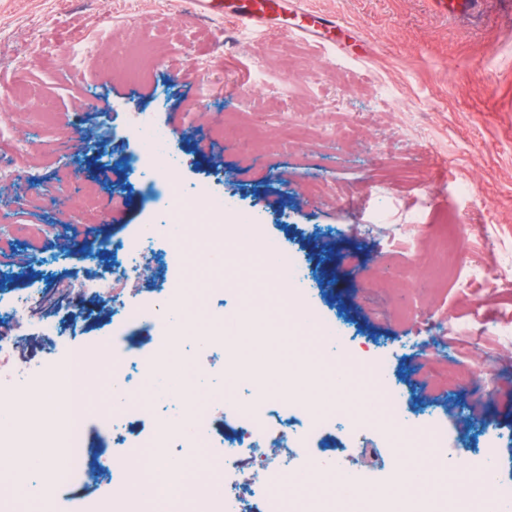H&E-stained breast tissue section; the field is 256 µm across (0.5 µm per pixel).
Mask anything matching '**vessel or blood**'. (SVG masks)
<instances>
[{
    "mask_svg": "<svg viewBox=\"0 0 512 512\" xmlns=\"http://www.w3.org/2000/svg\"><path fill=\"white\" fill-rule=\"evenodd\" d=\"M201 15L221 17L227 22L244 28H273L275 20L285 14H292L295 22L293 34L318 37L321 30H335V22L310 14L298 7L296 0H192Z\"/></svg>",
    "mask_w": 512,
    "mask_h": 512,
    "instance_id": "b4317fda",
    "label": "vessel or blood"
}]
</instances>
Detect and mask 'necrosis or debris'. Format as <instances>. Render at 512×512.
Wrapping results in <instances>:
<instances>
[{
  "label": "necrosis or debris",
  "mask_w": 512,
  "mask_h": 512,
  "mask_svg": "<svg viewBox=\"0 0 512 512\" xmlns=\"http://www.w3.org/2000/svg\"><path fill=\"white\" fill-rule=\"evenodd\" d=\"M137 133L144 147L135 167L149 182H166L171 223L149 224L132 240L114 245V261L108 273L81 279V288L103 300L114 298L113 284L139 281L150 244L164 239L161 254L168 288L151 304L118 306L117 326L152 320V343L143 349L136 371L126 366L111 368L109 378L120 399L113 411L146 424V434L130 441L134 472L163 468L175 448H204L216 436L224 438V469L212 474L195 468L193 479L173 497L168 512H286V501L304 480L322 476L325 463H332L338 481L348 492L363 495L372 489L370 472L355 467L352 444L370 428L367 420L350 414L345 405L324 396L318 387L323 377H335L338 357L333 326L311 328L318 342L314 356L258 354L244 359L233 349L232 339L248 328L246 317L236 309H220V328L197 331L206 345L221 344L227 369L219 413H212L200 399L203 371L198 363L174 351L184 323L210 310V299L221 282L190 289L195 259L213 256L219 242L213 225L223 223L231 206L224 200L196 195L186 198L169 174L177 164L172 149L173 132L138 115ZM232 238L260 248L268 265L282 283L303 286L306 278L299 258L279 243L260 236L255 225L237 224ZM96 351H70L37 363H22L15 357L11 337L0 336V408L7 414L0 424V447L12 455H26L32 448L54 452L51 485H64L86 468L88 445V399L92 382L101 371ZM152 382L158 395L175 400L177 415L161 419L139 402L135 386ZM55 395L58 413L47 409L48 395ZM125 468L112 471V485L88 504L86 512H141L140 499L129 486Z\"/></svg>",
  "instance_id": "1"
}]
</instances>
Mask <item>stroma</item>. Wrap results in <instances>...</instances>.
Here are the masks:
<instances>
[{"label":"stroma","mask_w":512,"mask_h":512,"mask_svg":"<svg viewBox=\"0 0 512 512\" xmlns=\"http://www.w3.org/2000/svg\"><path fill=\"white\" fill-rule=\"evenodd\" d=\"M300 6L348 32L315 41L237 29L189 0H0V110L31 142L25 155L0 147V171L22 172L0 178V226L44 227L33 241L0 240V299L40 287L27 321L0 327L25 361L95 347L107 364H129L149 341L150 325L118 340L112 322L73 311L96 308L79 281L110 264L107 244L166 213L128 165L141 149L133 115L152 113L175 133V181L238 200L261 235L295 252L307 279L294 305L341 325L339 350L380 359L402 414L446 437L447 464L422 448L406 457L428 483L416 512H487L488 493H455L466 473L453 457L488 456L512 476V349L499 338L512 329V0L452 18L431 0ZM97 156L110 181L95 178ZM86 190L121 191L125 205L87 222ZM447 214L466 229L464 262L490 279L464 288L446 275L434 230ZM244 265L270 283L251 334L279 353L300 328L271 324L281 284L261 255L227 250L210 273L224 280L225 304L243 308ZM48 320L56 337L37 331ZM475 360L481 383L441 384ZM135 432L122 415L94 412L88 450L101 466L49 499L1 490L0 512H81L112 481L105 458H123ZM293 512H373V502L319 486L300 490Z\"/></svg>","instance_id":"stroma-1"}]
</instances>
